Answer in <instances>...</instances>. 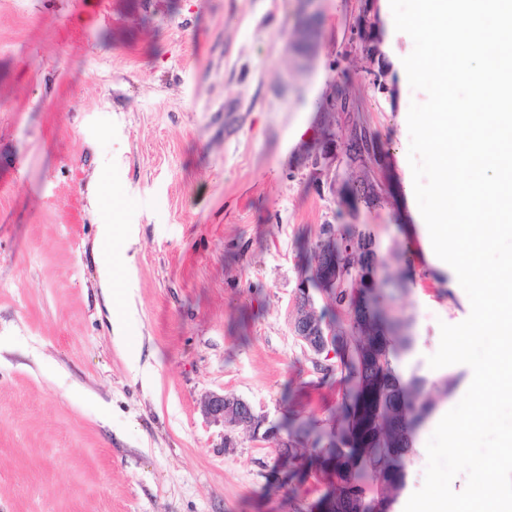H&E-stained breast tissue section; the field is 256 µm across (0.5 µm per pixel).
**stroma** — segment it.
I'll list each match as a JSON object with an SVG mask.
<instances>
[{
    "instance_id": "1",
    "label": "stroma",
    "mask_w": 512,
    "mask_h": 512,
    "mask_svg": "<svg viewBox=\"0 0 512 512\" xmlns=\"http://www.w3.org/2000/svg\"><path fill=\"white\" fill-rule=\"evenodd\" d=\"M303 7L0 0V512H311L325 486L200 402L224 393L332 429L348 387L292 331L324 224L371 232L391 272L410 269L374 296L416 338L398 369L438 377L440 325L470 302L423 247L413 41L383 0H316L298 64ZM356 123L374 139L367 172L347 163ZM107 175L134 242L114 309L88 199ZM366 176L376 197L343 203Z\"/></svg>"
}]
</instances>
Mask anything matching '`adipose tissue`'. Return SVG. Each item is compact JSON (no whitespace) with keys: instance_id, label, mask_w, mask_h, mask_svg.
<instances>
[{"instance_id":"adipose-tissue-1","label":"adipose tissue","mask_w":512,"mask_h":512,"mask_svg":"<svg viewBox=\"0 0 512 512\" xmlns=\"http://www.w3.org/2000/svg\"><path fill=\"white\" fill-rule=\"evenodd\" d=\"M121 187L114 178L99 180L93 189V200L96 210L105 214L107 223L100 226L98 247L106 259L99 268L100 282L108 292L111 304H119L124 292L119 289L117 282L125 268L127 256L123 245V225L119 212L114 208V201Z\"/></svg>"}]
</instances>
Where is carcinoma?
I'll return each mask as SVG.
<instances>
[{
  "instance_id": "cac0c4a2",
  "label": "carcinoma",
  "mask_w": 512,
  "mask_h": 512,
  "mask_svg": "<svg viewBox=\"0 0 512 512\" xmlns=\"http://www.w3.org/2000/svg\"><path fill=\"white\" fill-rule=\"evenodd\" d=\"M336 262L348 276L367 284L402 287L386 274L374 278L383 260L369 235L336 242ZM374 304L366 291L349 300L355 316L336 334L341 370L353 385L367 383L370 411L364 413L358 403L344 400L343 433L326 445L320 435L315 441L320 472L316 480L333 485L336 512H372L375 501L381 512H392L406 483L407 463L416 453V430L459 383L455 375L431 381L416 372L406 377L397 373L391 355L412 352L415 337L408 320Z\"/></svg>"
}]
</instances>
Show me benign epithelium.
Segmentation results:
<instances>
[{
    "mask_svg": "<svg viewBox=\"0 0 512 512\" xmlns=\"http://www.w3.org/2000/svg\"><path fill=\"white\" fill-rule=\"evenodd\" d=\"M314 32L307 21L302 20L295 29L293 52L303 55L313 50ZM312 285L346 288L352 297L360 295V279L346 280L342 271L336 268V233L326 238V245L320 249L314 259V273L309 279L301 281L294 301L295 316L293 331L309 350L316 354L336 353V326L324 319L315 309L309 293ZM203 416L227 427L245 425L258 441L274 442L280 448V455L288 456V440L280 434L278 426L269 423L264 414H258L243 399L224 396L219 393L208 395L201 405Z\"/></svg>",
    "mask_w": 512,
    "mask_h": 512,
    "instance_id": "7a95c632",
    "label": "benign epithelium"
}]
</instances>
